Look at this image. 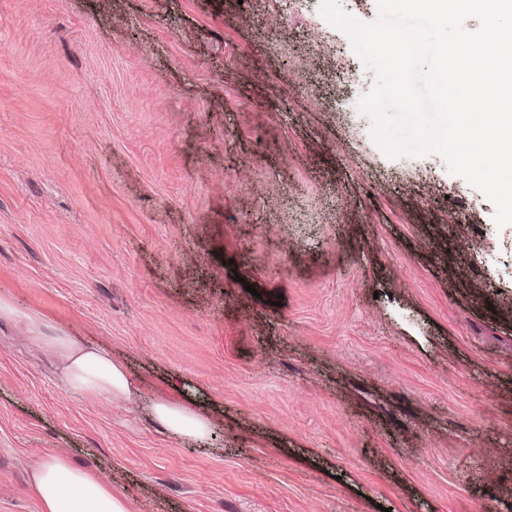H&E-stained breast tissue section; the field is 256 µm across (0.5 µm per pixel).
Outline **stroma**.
Returning <instances> with one entry per match:
<instances>
[{"label":"stroma","mask_w":512,"mask_h":512,"mask_svg":"<svg viewBox=\"0 0 512 512\" xmlns=\"http://www.w3.org/2000/svg\"><path fill=\"white\" fill-rule=\"evenodd\" d=\"M375 79L319 0H0V296L140 391L0 319V512L55 454L134 512H512V225ZM30 339L43 344L61 362V382L70 395L93 404L128 408L138 390L124 363L114 360L101 346L84 343L69 333L47 334L44 321L36 315L24 317ZM152 417L162 432L177 439L204 440L211 435L213 429L211 419L204 412L165 399L154 403Z\"/></svg>","instance_id":"35a3bbf8"}]
</instances>
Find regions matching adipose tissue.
Listing matches in <instances>:
<instances>
[{"label":"adipose tissue","mask_w":512,"mask_h":512,"mask_svg":"<svg viewBox=\"0 0 512 512\" xmlns=\"http://www.w3.org/2000/svg\"><path fill=\"white\" fill-rule=\"evenodd\" d=\"M17 307L0 298V318L19 316ZM23 316V315H20ZM24 328L61 362V382L70 395L93 404L129 407L138 390L124 363L101 346L84 343L63 331H47L36 315H25ZM155 425L177 439L200 441L212 433L204 412L183 403L161 399L154 403ZM31 488L42 512H133L131 502L112 479L101 478L73 466L64 455L52 456L32 475Z\"/></svg>","instance_id":"ef3b65f1"}]
</instances>
